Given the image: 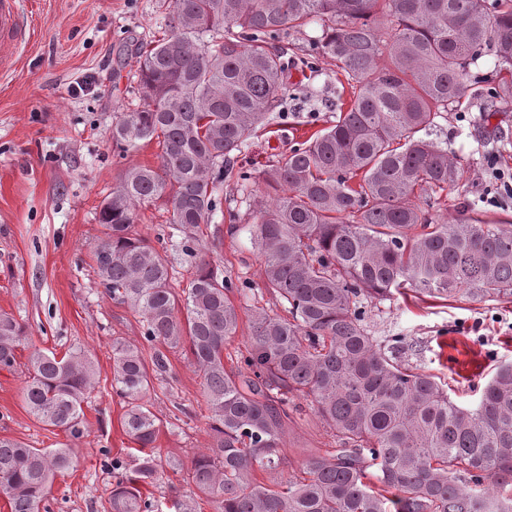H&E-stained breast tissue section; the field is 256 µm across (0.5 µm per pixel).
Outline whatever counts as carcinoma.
<instances>
[{
  "label": "carcinoma",
  "mask_w": 512,
  "mask_h": 512,
  "mask_svg": "<svg viewBox=\"0 0 512 512\" xmlns=\"http://www.w3.org/2000/svg\"><path fill=\"white\" fill-rule=\"evenodd\" d=\"M312 22L313 53L351 89L329 125L259 172L269 201L250 212L266 291L283 308L253 312L243 367L224 350L239 332L232 283L202 255L181 291L172 264L134 231L139 207L162 201L195 256L212 223L231 159L283 109L288 32ZM494 57L512 74V0H172L161 38L138 47L143 103L112 124L121 150L157 140L155 166L123 171L102 204L93 249L105 293L138 314L150 358L112 339V390L126 435L144 453L118 480L110 512H165L143 499L165 468L197 499L172 512H512V363L501 365L473 408L436 378L407 368L363 325L362 305L404 288L474 299L512 295V225L439 222L438 193L465 170L437 137L473 83L470 67ZM28 344L25 326L0 313V370ZM187 349L202 379L212 442L189 466L156 448L153 381ZM28 411L73 442L98 384L89 350L30 348ZM310 401L336 447L285 474L289 403ZM70 445L32 448L0 437V497L10 512H40ZM265 473L270 483L257 481Z\"/></svg>",
  "instance_id": "obj_1"
}]
</instances>
